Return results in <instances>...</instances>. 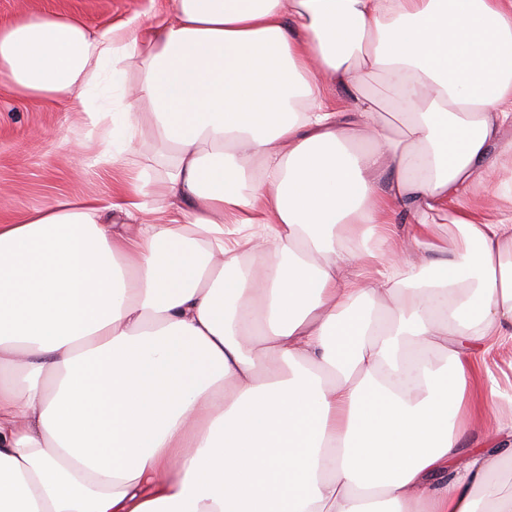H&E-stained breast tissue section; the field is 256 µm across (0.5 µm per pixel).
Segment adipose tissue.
Segmentation results:
<instances>
[{"label": "adipose tissue", "mask_w": 512, "mask_h": 512, "mask_svg": "<svg viewBox=\"0 0 512 512\" xmlns=\"http://www.w3.org/2000/svg\"><path fill=\"white\" fill-rule=\"evenodd\" d=\"M0 82L69 100L92 163L168 152L0 224V512H512V0L28 13ZM131 150L133 153L128 156V166L134 164L138 167H144V171L150 179H155L160 175V166L156 162L151 161L154 151L151 138L147 132L139 135L133 142ZM488 367L500 383V391L504 398L499 399L502 414H508L512 398V348L506 347L494 355L488 362Z\"/></svg>", "instance_id": "ef3b65f1"}]
</instances>
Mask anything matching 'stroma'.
I'll return each mask as SVG.
<instances>
[{
	"mask_svg": "<svg viewBox=\"0 0 512 512\" xmlns=\"http://www.w3.org/2000/svg\"><path fill=\"white\" fill-rule=\"evenodd\" d=\"M166 0H0V25L34 11L72 15L105 27L137 13L164 12ZM83 133L81 113L47 98L22 97L0 83V224L54 198L110 200L122 166L80 164L63 139Z\"/></svg>",
	"mask_w": 512,
	"mask_h": 512,
	"instance_id": "35a3bbf8",
	"label": "stroma"
}]
</instances>
